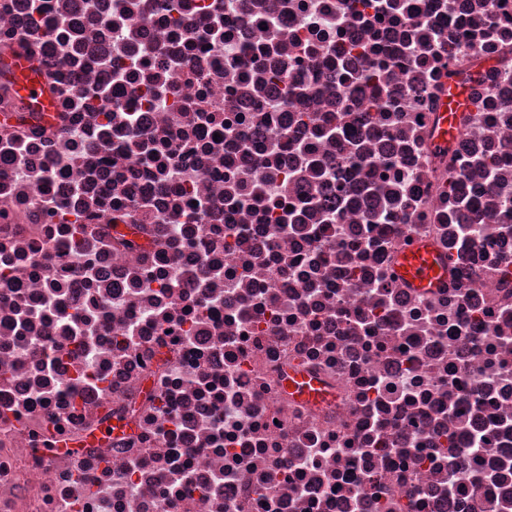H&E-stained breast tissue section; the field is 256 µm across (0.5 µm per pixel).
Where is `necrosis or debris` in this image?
<instances>
[{"instance_id":"obj_1","label":"necrosis or debris","mask_w":512,"mask_h":512,"mask_svg":"<svg viewBox=\"0 0 512 512\" xmlns=\"http://www.w3.org/2000/svg\"><path fill=\"white\" fill-rule=\"evenodd\" d=\"M42 5L0 0V512H512L506 69L434 145L512 0ZM22 52L53 121L13 117ZM414 237L431 295L393 274ZM472 93L469 84L457 79L448 82V99L444 100L439 112V131L434 144L439 149H447L456 132L461 114L472 109ZM450 256L433 244L412 239L401 250L397 276L411 288L430 294L448 284ZM287 383L289 389L302 400L313 401L322 397V392L318 385L305 378L300 372L291 375Z\"/></svg>"}]
</instances>
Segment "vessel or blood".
<instances>
[{"label":"vessel or blood","instance_id":"1","mask_svg":"<svg viewBox=\"0 0 512 512\" xmlns=\"http://www.w3.org/2000/svg\"><path fill=\"white\" fill-rule=\"evenodd\" d=\"M26 58H17L14 65L16 97L28 104L49 107L50 98L43 86L42 77L30 74ZM472 108V93L468 83L452 80L448 84V97L440 114L439 131L434 141L436 147L447 148L452 141L461 114ZM449 255L433 244L413 239L401 250L397 275L410 287L422 293H432L448 283ZM288 387L300 399L313 401L322 393L318 385L305 378L302 373H294L288 379Z\"/></svg>","mask_w":512,"mask_h":512}]
</instances>
